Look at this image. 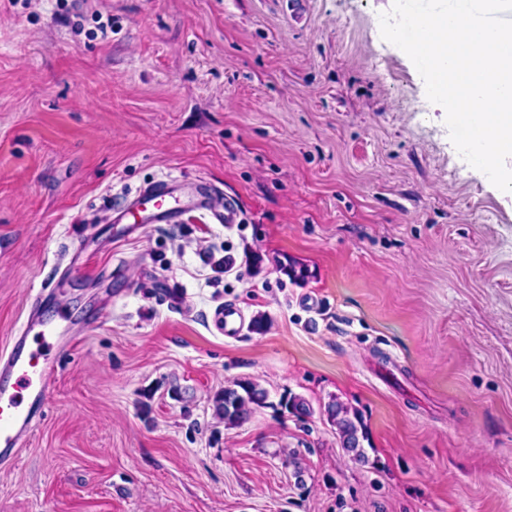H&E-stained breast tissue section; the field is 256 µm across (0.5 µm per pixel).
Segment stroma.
I'll return each mask as SVG.
<instances>
[{"label":"stroma","mask_w":512,"mask_h":512,"mask_svg":"<svg viewBox=\"0 0 512 512\" xmlns=\"http://www.w3.org/2000/svg\"><path fill=\"white\" fill-rule=\"evenodd\" d=\"M73 2L0 11V353L39 294L73 336L0 512H512V192L382 38L394 0ZM167 179L240 223H112ZM240 380L268 404L228 428ZM194 206L196 211L208 216L214 224H237L241 211L237 202L228 195L224 197L208 185L197 188ZM268 392L258 383L243 380L224 387L215 401L216 414L224 420V425L234 427L247 421L256 407L267 404ZM326 412L330 421L336 426L342 448L352 453L355 460L362 461L364 450L360 438H364L363 426L356 411L336 401L326 406Z\"/></svg>","instance_id":"1"}]
</instances>
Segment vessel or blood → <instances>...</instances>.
Wrapping results in <instances>:
<instances>
[{"label": "vessel or blood", "instance_id": "1", "mask_svg": "<svg viewBox=\"0 0 512 512\" xmlns=\"http://www.w3.org/2000/svg\"><path fill=\"white\" fill-rule=\"evenodd\" d=\"M137 198L150 206L149 221L153 224L175 223L182 212L178 186L171 180L158 181L140 191ZM195 207L216 224L240 221L237 202L207 185L198 188ZM33 332L38 333L46 346L42 354L30 353L26 348ZM69 344L63 329H47L42 315L33 310L14 336L10 351L0 356V461L7 463L18 458L39 413L50 401L56 373L55 353Z\"/></svg>", "mask_w": 512, "mask_h": 512}]
</instances>
